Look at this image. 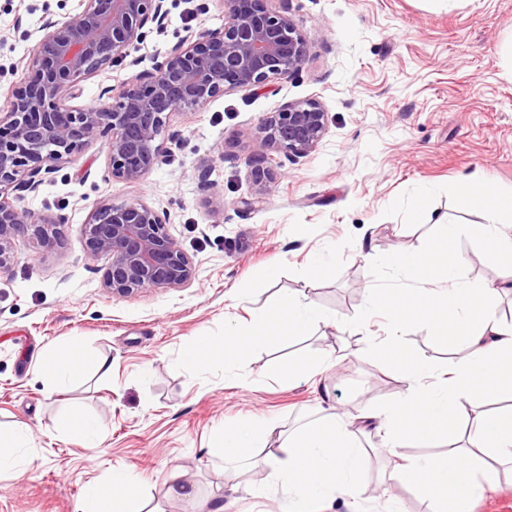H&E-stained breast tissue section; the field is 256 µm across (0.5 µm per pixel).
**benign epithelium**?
<instances>
[{"instance_id": "1", "label": "benign epithelium", "mask_w": 512, "mask_h": 512, "mask_svg": "<svg viewBox=\"0 0 512 512\" xmlns=\"http://www.w3.org/2000/svg\"><path fill=\"white\" fill-rule=\"evenodd\" d=\"M165 0H79L78 12L48 20L23 82L0 110V270L9 266L15 237L23 235L41 252L62 244L63 214L18 210L4 191L32 193L44 175L74 160L94 140L108 145L112 178L138 182L166 161L165 142L174 112L199 108L235 89L259 86L297 72L310 47L269 0H224V27L187 34L152 70L136 74L118 98L97 107L72 106L80 84L122 61L151 32L166 28ZM326 112L316 100L287 103L249 136L268 152L249 160L255 194L247 208L263 203L267 184L280 167L273 154L306 156L323 139ZM170 212L141 199L99 203L84 224L93 256L107 255L104 285L114 296L178 288L191 280L193 265L168 232Z\"/></svg>"}]
</instances>
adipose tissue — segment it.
I'll list each match as a JSON object with an SVG mask.
<instances>
[{"label":"adipose tissue","instance_id":"1","mask_svg":"<svg viewBox=\"0 0 512 512\" xmlns=\"http://www.w3.org/2000/svg\"><path fill=\"white\" fill-rule=\"evenodd\" d=\"M456 191L481 216V223L440 224L432 246L387 257L386 266L412 286L391 300L372 290L366 301L367 312L387 318L391 331H401L412 322L431 323L442 345L464 353L433 386L425 383L434 376L429 364L391 360V369L408 382L409 392L400 401L364 415L392 449L432 441L453 443L456 431L449 415L468 423L467 446H455L442 458H408L395 469V480L431 499L435 512H466L468 501L493 485L487 461L512 463V410L473 415L467 409L470 403L512 393V323L497 315L498 289L465 280L460 261L447 257L448 244L468 235L480 255L505 263L506 282L511 285L512 236L502 224L504 219L512 220V193L488 186L478 189L467 181L458 183ZM328 320L326 312L306 296L285 294L273 311L254 315L248 325H225L220 338L198 337L181 352L178 365L194 376L219 360L242 364L256 342L271 336H304ZM41 366L58 385L74 381L87 369L104 375L111 371L106 359L77 347L49 350ZM360 434V427L337 414L290 434L275 419L243 420L222 427L207 454L211 460L224 461L246 449H262L276 484L288 491L282 512H314L315 503L359 488L365 469ZM137 488L131 471L113 467L108 485L89 489L83 512H99L98 503L104 498L119 502L118 512H144Z\"/></svg>","mask_w":512,"mask_h":512}]
</instances>
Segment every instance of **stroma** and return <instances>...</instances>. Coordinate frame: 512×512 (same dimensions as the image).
I'll return each instance as SVG.
<instances>
[{
  "label": "stroma",
  "mask_w": 512,
  "mask_h": 512,
  "mask_svg": "<svg viewBox=\"0 0 512 512\" xmlns=\"http://www.w3.org/2000/svg\"><path fill=\"white\" fill-rule=\"evenodd\" d=\"M78 0H0V109L24 77L42 24L72 14ZM310 46L300 70L262 87L224 93L203 107L172 114L181 145L136 183L113 180L107 145L96 140L46 174L18 209L65 214L63 245L38 254L13 243L0 272V426L30 428L32 464L0 474V512H82L85 490L106 483L113 466L140 479L148 512H279L288 493L269 479L260 456L209 460L219 428L273 417L286 432L329 414L359 417L408 393L370 351L388 322L366 314V290L396 295L408 282L383 265L399 251L429 247L440 223H479L456 194L457 182L492 181L512 192V0H271ZM164 33L149 34L138 66L113 64L83 84L78 102L98 103L150 70L188 30L224 25L220 0H166ZM315 100L327 133L309 155L282 158L266 204L242 209L252 184L247 161L264 153L244 137L289 102ZM209 170L221 201L202 191ZM141 198L168 209L169 232L196 274L179 288L112 295L103 284L108 257L91 255L83 226L96 203ZM425 209L430 223L412 220ZM327 256L328 264L310 261ZM450 258H465L474 284L501 285V270L460 236ZM281 270L277 280L267 268ZM299 292L330 324L294 340L269 338L243 365L215 363L193 378L176 366L195 337L224 334L225 319L247 323L272 310L279 294ZM79 341L112 365L58 390L41 368L43 353ZM398 354L446 370L459 360L437 340L435 325L414 324ZM327 357L320 383L278 382L275 361ZM78 409L100 420V444L59 437L58 415ZM360 493L324 502L319 512H432L430 500L390 478L401 457L443 456L446 443L393 452L375 432ZM188 486L189 495L171 494Z\"/></svg>",
  "instance_id": "35a3bbf8"
}]
</instances>
